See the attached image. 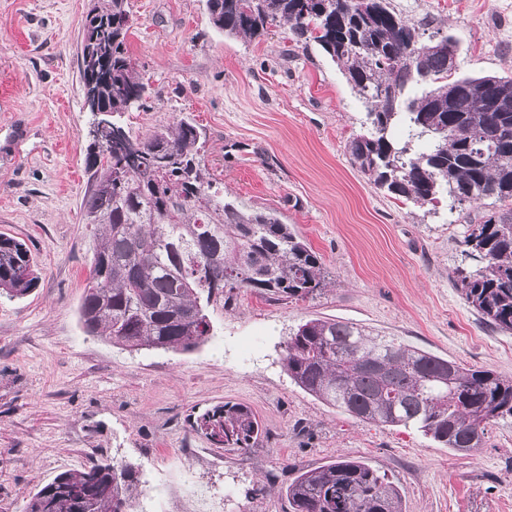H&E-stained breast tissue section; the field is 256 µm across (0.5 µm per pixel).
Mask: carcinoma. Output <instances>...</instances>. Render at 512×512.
Returning a JSON list of instances; mask_svg holds the SVG:
<instances>
[{
    "instance_id": "obj_1",
    "label": "carcinoma",
    "mask_w": 512,
    "mask_h": 512,
    "mask_svg": "<svg viewBox=\"0 0 512 512\" xmlns=\"http://www.w3.org/2000/svg\"><path fill=\"white\" fill-rule=\"evenodd\" d=\"M213 26L257 39L288 25L339 67L365 108L363 131L345 149L380 190L420 208L448 199L449 210L492 201L468 225L456 285L483 324L512 334V75L468 76L448 53L422 40V26L391 0H206ZM129 0L88 11L81 60L85 96L107 114L87 146L93 183L84 220L98 226L80 317L86 332L131 351L188 352L208 340L206 306L242 290L307 299L327 285L322 257L275 210L224 197L207 177L205 135L181 118L143 137L121 116L146 106L148 82L126 48ZM39 272L23 242L0 235V296L22 299ZM283 367L298 387L368 423L414 428L467 454L487 428L512 418V377L467 366L332 318L299 325L284 341ZM221 444L247 448L261 433L251 409L224 404L196 427ZM38 489L26 512H132L141 494L121 462L66 471ZM286 494L292 512H402L399 488L361 459L344 458L298 475Z\"/></svg>"
}]
</instances>
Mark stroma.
Here are the masks:
<instances>
[{"instance_id": "35a3bbf8", "label": "stroma", "mask_w": 512, "mask_h": 512, "mask_svg": "<svg viewBox=\"0 0 512 512\" xmlns=\"http://www.w3.org/2000/svg\"><path fill=\"white\" fill-rule=\"evenodd\" d=\"M426 35L446 26L467 75L512 74V0H392ZM127 48L151 84L121 121L142 136L188 117L225 196L274 209L319 253L333 284L312 299L237 292L211 301L188 353L129 352L87 335L79 307L96 231L82 221L93 115L80 41L91 0H0V233L31 249L40 281L0 297V512H24L59 473L117 460L143 489L133 512H291L286 488L336 458L398 486L405 512H512V420L462 456L421 432L365 423L295 385L283 343L310 318L354 322L512 377V334L490 331L455 284L482 210L390 198L345 151L366 109L317 45L287 28L248 41L213 28L205 0H129ZM234 152H226L229 144ZM262 426L245 449L195 428L224 404Z\"/></svg>"}]
</instances>
